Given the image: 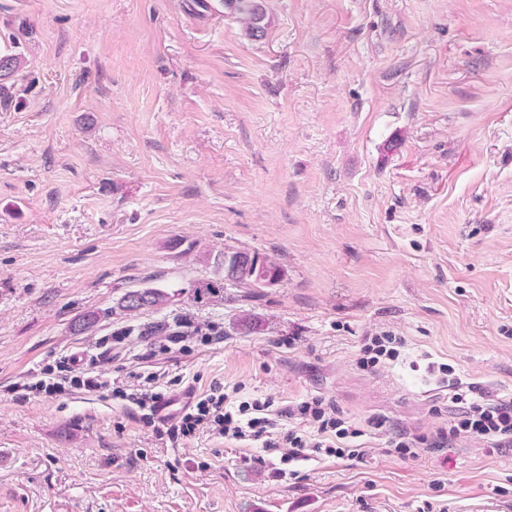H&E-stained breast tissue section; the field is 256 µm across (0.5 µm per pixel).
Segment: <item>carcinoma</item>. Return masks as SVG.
Returning <instances> with one entry per match:
<instances>
[{
    "mask_svg": "<svg viewBox=\"0 0 512 512\" xmlns=\"http://www.w3.org/2000/svg\"><path fill=\"white\" fill-rule=\"evenodd\" d=\"M224 9L226 15L243 25L248 37L260 39L265 36L267 23L263 0H224ZM224 252L240 255L242 259L236 261L225 256L217 259L215 276L191 284L188 291L191 300L198 303L224 299V280L228 278L243 287H261L283 279V269L256 252L251 258L246 251L226 248ZM170 298L171 294L162 288H138L126 292L117 307L123 312L136 313L147 308H161Z\"/></svg>",
    "mask_w": 512,
    "mask_h": 512,
    "instance_id": "1",
    "label": "carcinoma"
}]
</instances>
